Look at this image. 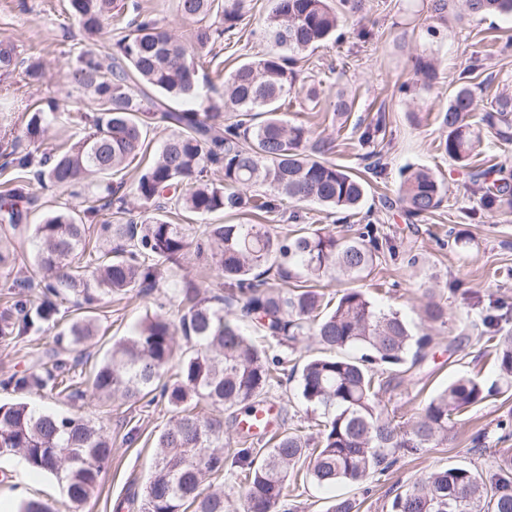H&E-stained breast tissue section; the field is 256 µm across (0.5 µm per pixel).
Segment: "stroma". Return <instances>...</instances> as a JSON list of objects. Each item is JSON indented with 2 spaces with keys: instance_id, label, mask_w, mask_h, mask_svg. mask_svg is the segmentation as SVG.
Returning <instances> with one entry per match:
<instances>
[{
  "instance_id": "1",
  "label": "stroma",
  "mask_w": 512,
  "mask_h": 512,
  "mask_svg": "<svg viewBox=\"0 0 512 512\" xmlns=\"http://www.w3.org/2000/svg\"><path fill=\"white\" fill-rule=\"evenodd\" d=\"M436 0H365L362 15L343 20L339 38L307 52L300 63L299 86L288 97L286 119L306 126L312 141L330 140L331 161L362 170L364 150L359 137L378 114L386 116V132L375 148L385 170L372 179L363 208L369 211L389 250L382 253L374 273L357 283L383 310L399 311L415 334L429 335L426 358L412 378L385 396L389 413L407 420L449 381L462 375L485 383L497 379L494 354L473 335L483 304L500 305L512 331V215L484 210L481 192L469 177L444 155L440 114L459 85L462 73L471 84L485 85L483 99L512 92V53L501 54L512 38V20L497 15L466 16L461 0H445L441 20H433ZM275 0H245L244 20L230 38L215 45L200 60L198 76L209 85L216 105L224 103V80L242 61L272 49L265 19ZM367 37H360L359 29ZM120 36L111 31L87 42L66 10V0H0V41L13 42L21 57L35 56L44 65V77L33 85L9 90L19 107L9 113V124H19L20 106L26 101L57 99L65 110L84 109L88 99L65 79L68 63L91 48L107 55ZM430 60L437 78L425 84L414 70L417 56ZM320 89L317 99H307L304 86ZM352 104L349 118L332 122L338 97ZM425 168L445 184L446 193L437 210L427 217L408 218L398 200L404 169ZM460 292H450V282ZM480 297V304L466 299V292ZM448 308L446 323L425 320L427 300ZM154 296L127 301H102L97 312L102 329L78 350L89 364L100 362L113 339L129 335L145 313L156 311ZM54 332L33 333L15 346H0V380L32 371L35 351L54 348ZM269 400L282 411V425L315 434L313 414L291 379L274 386ZM82 411L104 426L112 440V460L103 471L89 512H139L147 479L155 460V441L169 412L163 402H86ZM512 418V390L489 398L463 415L448 436V443L416 455L400 457L388 472L362 484H341L335 492L353 497L360 512H386L395 489H403L438 468L462 466L487 470L502 455L512 456V435L498 423ZM46 500L56 512H68L66 497L54 476L30 473L16 457H0V512H18L26 500Z\"/></svg>"
}]
</instances>
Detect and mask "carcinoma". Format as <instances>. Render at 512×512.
I'll return each instance as SVG.
<instances>
[{
  "mask_svg": "<svg viewBox=\"0 0 512 512\" xmlns=\"http://www.w3.org/2000/svg\"><path fill=\"white\" fill-rule=\"evenodd\" d=\"M181 17L195 23L188 38L158 25L151 15L124 24L126 33L102 57L88 48L66 69L72 87L91 95L92 108L62 116L48 98L28 104L21 135L0 137L3 168L14 172L13 187L0 193V224L31 230L35 261L42 277L32 296L0 310V342L57 324L59 303L91 306L102 295L120 299L148 296L164 288L181 311L178 320L145 315L131 335L88 373L77 377L80 360L59 353L37 356L38 370L0 382L15 392L51 390L68 399L120 396L139 400L155 391L173 413L157 437V453L147 480L141 512H229L224 492L203 485L224 476L227 464L241 470L246 512H278L290 474L306 467L304 478L322 489L360 484L384 474L400 450L416 454L448 441L456 418L492 396L512 388V334L502 333L503 315L495 307L483 316L479 337L492 344L500 382L491 386L460 376L432 396L408 423L385 416L382 395L399 378L395 368L421 363L430 344L416 336L397 311H384L362 290L345 288L335 304L314 289L329 272L360 279L377 266L383 243L366 223L353 236L324 228H302L282 236L269 224H206L197 231L174 224L171 215L189 212L204 219L228 209L273 213L280 204L265 195H246L253 184L270 187L280 200L310 202L331 214H359L369 177L383 174L376 153L363 172L328 161L327 145L307 150L309 130L290 124L281 112L298 80L303 54L336 38L339 18L330 0H276L266 32L275 49L239 65L225 79L224 107L214 111L198 79L195 60L242 21L239 0L224 5L220 22L209 23L215 0H173ZM472 15L512 18V0H463ZM69 10L89 40L104 27L121 25L116 0H69ZM0 76L27 84L43 77L39 58L22 60L9 42L0 43ZM482 99L472 86H458L442 113L448 159L485 185L482 206L512 214V170L475 169L471 159L481 136L469 118ZM479 124L503 145L512 144V98L494 96ZM76 128L74 138L51 154L36 155L22 141L42 140L59 121ZM384 115L360 136L374 143ZM168 131L153 160L140 172L132 199L118 195L112 172L144 153L150 131ZM64 193L77 185L94 189L83 210L43 208L32 183ZM399 200L411 218L437 209L445 194L432 172L416 169L400 185ZM134 204L146 213L139 224L112 223ZM101 242L90 245L91 222L100 215ZM207 252L224 279L225 295H210L191 280L162 282L163 272L180 263L191 246ZM264 337L286 348L306 340L319 351L300 369L288 360L268 358L224 306ZM431 322L444 323L448 308L434 301L423 309ZM90 316L72 321L59 335L73 346L96 335ZM299 372L302 401L321 412L317 436L284 430L264 448L242 446L227 454L221 412L243 407L248 414L263 395L290 372ZM0 447L34 473H49L62 484L71 512H84L112 443L91 419L66 411H47L20 399L0 403ZM350 497L334 498L326 512H359ZM387 512H512V456L485 472L465 467L433 470L398 490Z\"/></svg>",
  "mask_w": 512,
  "mask_h": 512,
  "instance_id": "cac0c4a2",
  "label": "carcinoma"
}]
</instances>
